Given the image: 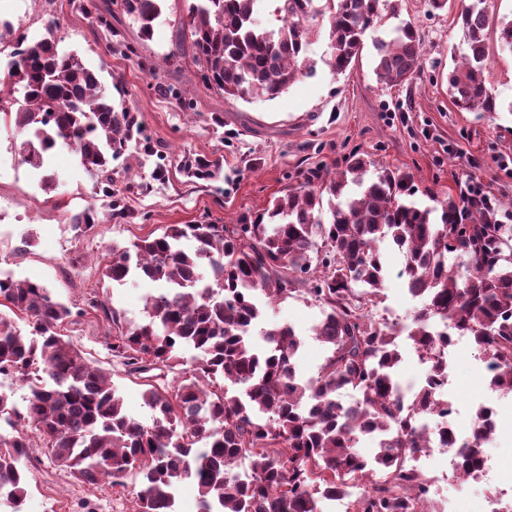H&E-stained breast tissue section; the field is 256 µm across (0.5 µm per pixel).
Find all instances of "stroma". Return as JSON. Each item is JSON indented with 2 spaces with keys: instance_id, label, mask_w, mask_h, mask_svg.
Masks as SVG:
<instances>
[{
  "instance_id": "1",
  "label": "stroma",
  "mask_w": 512,
  "mask_h": 512,
  "mask_svg": "<svg viewBox=\"0 0 512 512\" xmlns=\"http://www.w3.org/2000/svg\"><path fill=\"white\" fill-rule=\"evenodd\" d=\"M79 2L0 0V19L26 29L33 39L55 23L62 47L99 70L104 84L122 79L112 99L138 113L157 153L114 169V186L122 192L127 217L111 218L99 211L94 232L78 238L70 218L93 205L91 177L72 153L60 149L51 157L56 188L45 191L39 174L21 162V136L0 126V159L8 163L0 170V203L8 207L0 219V272L40 282L69 304L72 317L64 334L110 375L127 412L142 423L152 421L144 388L110 354L112 330L88 302L97 299L138 321L156 288L137 277L121 285L108 280L104 267L113 245H129L166 224L237 223L241 215L263 212L273 197L302 182L307 170H341L356 152L367 154L375 167L410 173L416 199L426 206L433 198L459 195L466 182L480 179L512 218V112L507 109L512 103V53L500 49L495 30L486 36V77L500 104L498 111L464 112L448 96L450 49L461 42L455 19L471 0H448L447 10L438 14L429 11L428 0H402L399 18L388 24L414 21L424 46L421 69L410 84H380L369 45L350 71L332 74L327 65L332 53L329 22L323 19L307 47L313 74L276 100L251 103L224 100L199 86L189 68L170 62L172 41L193 0H163L147 39L141 38L136 24L124 21L123 47L117 51L109 49L106 32L94 15L79 9ZM157 73L189 92L190 111H183L175 97L158 92L153 79ZM217 115L224 118L223 128L213 122ZM196 156L219 160L220 175L207 181L186 177L183 161ZM160 162L165 169L157 179L153 170ZM383 260L387 278L376 312L390 323L409 321L417 302L397 276L404 256L389 242ZM321 317L320 307L302 292L263 312V325L290 324L300 332L295 362L305 379L317 375L326 355L310 332ZM452 363L448 393L463 407L456 419L459 434L467 435L479 406L497 408V428L486 446L497 479L492 485L458 476L447 481L444 512H487L494 486L512 484V396L492 389L472 343L459 344ZM31 456L36 463L26 512H131L138 477H129L122 487H94L50 466L43 449H33Z\"/></svg>"
}]
</instances>
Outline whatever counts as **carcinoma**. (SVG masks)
I'll list each match as a JSON object with an SVG mask.
<instances>
[{
	"label": "carcinoma",
	"mask_w": 512,
	"mask_h": 512,
	"mask_svg": "<svg viewBox=\"0 0 512 512\" xmlns=\"http://www.w3.org/2000/svg\"><path fill=\"white\" fill-rule=\"evenodd\" d=\"M401 0H277L279 25L256 17L257 0H195L174 40L170 58L189 60L199 83L226 100H274L312 72L306 56L309 27L330 19L332 74L345 73L364 48L367 32L399 12ZM121 4L120 9L113 6ZM95 13L109 37L112 20L126 17L150 37L161 0H101L81 5ZM465 48L454 52L448 94L466 112L496 111L487 85L488 0H471L458 15ZM13 51L0 76V122L24 137L22 162L42 173L47 188L50 153L71 150L93 180V195L110 215L125 207L112 189V162L153 155L136 112L113 103L98 73L75 51L47 35L32 40L0 20V42ZM379 82L400 86L419 73L424 54L418 29L405 22L373 41ZM373 162L352 157L333 175L309 171L274 198L263 213L236 224H166L128 247L112 248L105 276L121 284L132 274L157 283L145 318L90 302L112 320L108 350L125 372L143 380L145 425L130 416L111 380L60 333L71 308L44 285L0 276V376L29 383L25 405L0 391V506L21 512L29 495L31 448L75 478L113 486L140 476L134 512H175L176 493L193 483L199 512H323L336 494L352 512H437L426 479L407 468L417 448L431 447L422 430L434 415L429 388L417 392L409 415L400 404L398 329L373 315L384 289L380 244L391 240L405 255L400 272L419 302L403 325L416 350L432 352L438 322L471 337L495 368L492 386L512 393V224L497 211L475 208L459 223L462 202L437 207L413 199L412 177L389 168L368 176ZM219 163L198 157L188 176L209 179ZM328 206H323V200ZM327 220H322L323 209ZM89 207L71 217L79 236L97 224ZM303 292L318 304L312 333L327 347L319 373L303 380L294 357L301 344L291 325L253 329L265 304ZM26 322L25 331L17 320ZM178 373L174 385L163 383ZM224 387L207 391L217 378ZM354 401L344 403L340 395ZM481 407L470 439L457 449L459 476L482 458L493 431ZM375 442L372 458L358 450ZM248 469L238 472L243 461Z\"/></svg>",
	"instance_id": "1"
}]
</instances>
